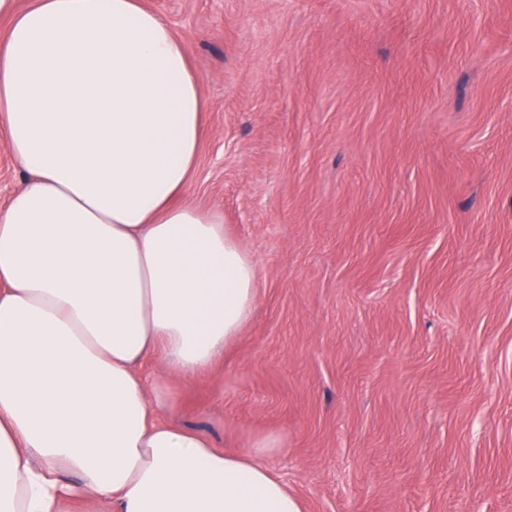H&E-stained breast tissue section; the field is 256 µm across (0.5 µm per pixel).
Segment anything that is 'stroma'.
Wrapping results in <instances>:
<instances>
[{
  "label": "stroma",
  "instance_id": "1",
  "mask_svg": "<svg viewBox=\"0 0 512 512\" xmlns=\"http://www.w3.org/2000/svg\"><path fill=\"white\" fill-rule=\"evenodd\" d=\"M207 110L185 200L256 310L158 418L303 512H512V0H144Z\"/></svg>",
  "mask_w": 512,
  "mask_h": 512
}]
</instances>
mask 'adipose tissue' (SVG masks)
Listing matches in <instances>:
<instances>
[{
    "instance_id": "adipose-tissue-1",
    "label": "adipose tissue",
    "mask_w": 512,
    "mask_h": 512,
    "mask_svg": "<svg viewBox=\"0 0 512 512\" xmlns=\"http://www.w3.org/2000/svg\"><path fill=\"white\" fill-rule=\"evenodd\" d=\"M0 43V512H302L265 464L155 421L137 368L207 371L257 271L222 214L175 204L206 102L185 40L141 0H34ZM25 184L24 176L16 166L10 148L4 139H0V205L7 202L12 194Z\"/></svg>"
}]
</instances>
